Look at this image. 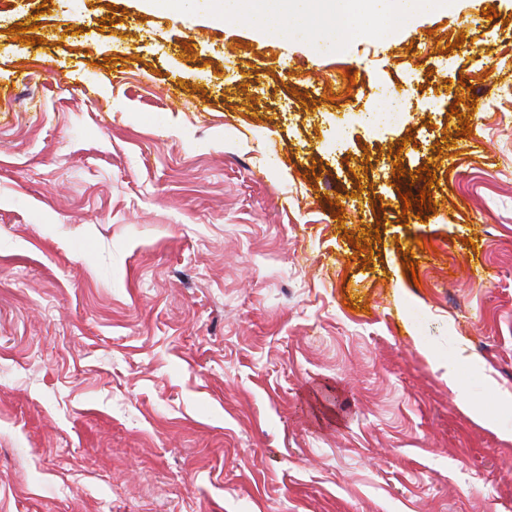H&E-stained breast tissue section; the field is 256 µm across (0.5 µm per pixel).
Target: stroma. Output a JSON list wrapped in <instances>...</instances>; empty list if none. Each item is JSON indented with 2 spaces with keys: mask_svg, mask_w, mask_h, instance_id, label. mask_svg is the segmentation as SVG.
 <instances>
[{
  "mask_svg": "<svg viewBox=\"0 0 512 512\" xmlns=\"http://www.w3.org/2000/svg\"><path fill=\"white\" fill-rule=\"evenodd\" d=\"M418 56L403 121L329 150ZM489 78L512 0L319 51L0 0V512H512V95L462 88Z\"/></svg>",
  "mask_w": 512,
  "mask_h": 512,
  "instance_id": "obj_1",
  "label": "stroma"
}]
</instances>
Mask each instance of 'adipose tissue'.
<instances>
[{"label":"adipose tissue","instance_id":"1","mask_svg":"<svg viewBox=\"0 0 512 512\" xmlns=\"http://www.w3.org/2000/svg\"><path fill=\"white\" fill-rule=\"evenodd\" d=\"M175 5L206 11L213 21H242L258 35L286 34L314 22L336 32L337 43L370 33H389L413 19L447 10L452 0H144L148 10Z\"/></svg>","mask_w":512,"mask_h":512}]
</instances>
